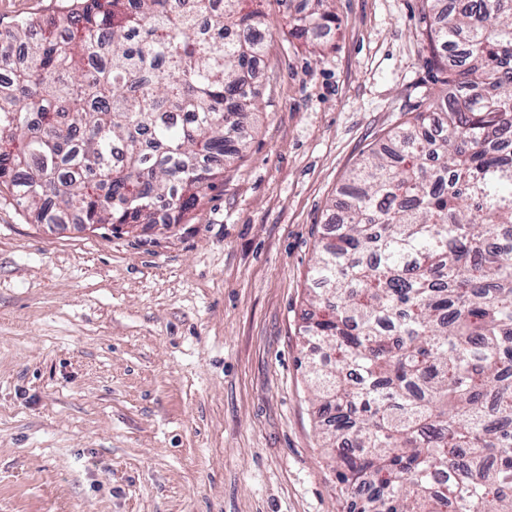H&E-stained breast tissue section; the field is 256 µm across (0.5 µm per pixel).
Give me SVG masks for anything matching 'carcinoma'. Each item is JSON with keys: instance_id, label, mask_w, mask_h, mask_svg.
<instances>
[{"instance_id": "carcinoma-1", "label": "carcinoma", "mask_w": 512, "mask_h": 512, "mask_svg": "<svg viewBox=\"0 0 512 512\" xmlns=\"http://www.w3.org/2000/svg\"><path fill=\"white\" fill-rule=\"evenodd\" d=\"M268 0H69L0 44V183L40 224H165L241 157ZM426 0L441 88L340 189L301 334L349 512H512V0ZM336 24L305 0L290 34ZM462 46L449 67L443 51Z\"/></svg>"}]
</instances>
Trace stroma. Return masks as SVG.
<instances>
[{
    "label": "stroma",
    "mask_w": 512,
    "mask_h": 512,
    "mask_svg": "<svg viewBox=\"0 0 512 512\" xmlns=\"http://www.w3.org/2000/svg\"><path fill=\"white\" fill-rule=\"evenodd\" d=\"M65 0H0L14 19ZM266 9L244 160L166 231L37 223L0 185V512H346L299 362L349 171L438 89L421 0ZM335 0H306L302 10L289 21L290 34L296 39L308 41L322 30H330L336 24Z\"/></svg>",
    "instance_id": "obj_1"
}]
</instances>
